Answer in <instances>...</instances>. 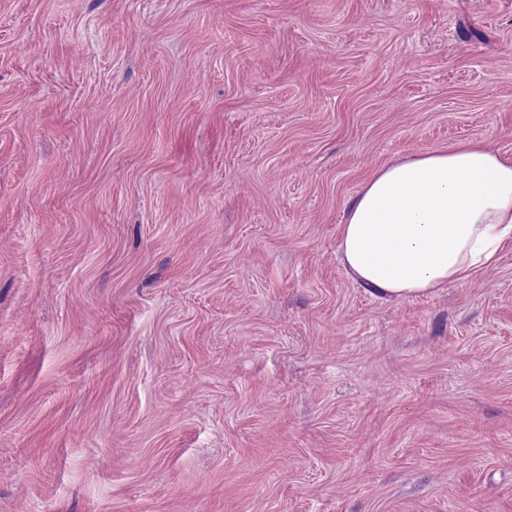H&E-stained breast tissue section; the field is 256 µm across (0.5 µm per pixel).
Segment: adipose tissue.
Wrapping results in <instances>:
<instances>
[{"instance_id":"obj_1","label":"adipose tissue","mask_w":512,"mask_h":512,"mask_svg":"<svg viewBox=\"0 0 512 512\" xmlns=\"http://www.w3.org/2000/svg\"><path fill=\"white\" fill-rule=\"evenodd\" d=\"M512 239V157L469 141L378 169L350 203L337 253L383 298L469 280Z\"/></svg>"}]
</instances>
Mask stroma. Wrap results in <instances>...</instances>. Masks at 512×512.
<instances>
[{
    "mask_svg": "<svg viewBox=\"0 0 512 512\" xmlns=\"http://www.w3.org/2000/svg\"><path fill=\"white\" fill-rule=\"evenodd\" d=\"M465 140L512 156V0H0V512H512V241L337 256Z\"/></svg>",
    "mask_w": 512,
    "mask_h": 512,
    "instance_id": "1",
    "label": "stroma"
}]
</instances>
